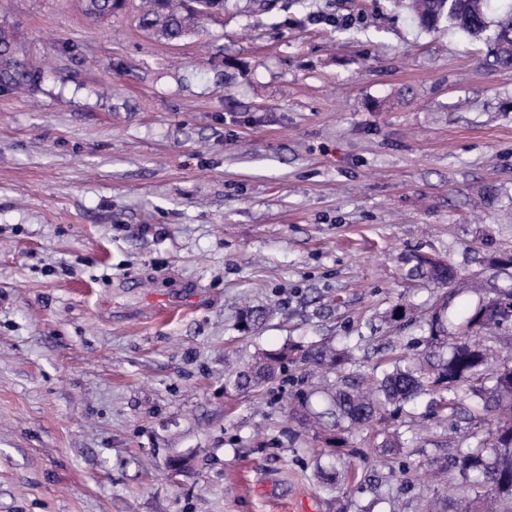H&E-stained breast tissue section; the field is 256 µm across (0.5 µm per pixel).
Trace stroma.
Listing matches in <instances>:
<instances>
[{
	"instance_id": "obj_1",
	"label": "stroma",
	"mask_w": 512,
	"mask_h": 512,
	"mask_svg": "<svg viewBox=\"0 0 512 512\" xmlns=\"http://www.w3.org/2000/svg\"><path fill=\"white\" fill-rule=\"evenodd\" d=\"M140 5L0 0L39 76L0 89V512H421L461 416L405 407L403 462L351 429L330 491L287 401L318 377L228 392L225 356L418 358L434 306L512 282V68L408 0H224L178 42ZM416 253L457 292L413 287ZM247 303L275 312L244 333ZM317 473L322 485L331 490L337 489V485H340L348 475L355 474V472L352 473L350 460L344 456L341 457V454L338 453H336L334 462L327 467L319 466Z\"/></svg>"
}]
</instances>
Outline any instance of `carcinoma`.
<instances>
[{"mask_svg": "<svg viewBox=\"0 0 512 512\" xmlns=\"http://www.w3.org/2000/svg\"><path fill=\"white\" fill-rule=\"evenodd\" d=\"M86 14L102 22L122 6L120 0H84ZM224 8V0H144L139 18L146 32L168 41L185 38L197 30L203 20L216 9ZM410 8L419 24L434 29L446 21L448 30L487 44V56L493 65L512 67V0H411ZM34 81L24 63L17 57L14 34L0 27V86L11 87ZM414 265L408 276L438 288L456 287L457 270L425 255L413 256ZM501 289H493L484 304L459 312L455 339L448 343V321L444 308L434 310L425 325L430 351L424 362L402 365L398 362L377 364L371 372L352 370L357 364L358 346L348 340L335 345L329 340L288 343L277 351H266L246 367L225 371L224 389L245 391L274 382L278 372L288 363L317 369L336 376L324 389L326 408L313 412L308 407L309 393L300 390L289 397L301 423L333 432L328 444L343 446L340 431L344 427L386 423L409 404L437 395L446 408L454 410L465 396L475 398L469 410L470 421L480 422L489 412L500 413L494 429L482 437L474 432L475 444L460 448L453 455L451 467L468 483V489H482L484 494L512 498V363L505 361L487 371L484 350L470 344V339L492 328L512 323L497 309ZM271 308L252 306L241 319L242 330L249 331L268 319ZM380 448L385 455L404 450L399 438L386 429ZM352 474L347 458L336 455L334 462L318 468L322 485L334 490Z\"/></svg>", "mask_w": 512, "mask_h": 512, "instance_id": "cac0c4a2", "label": "carcinoma"}]
</instances>
